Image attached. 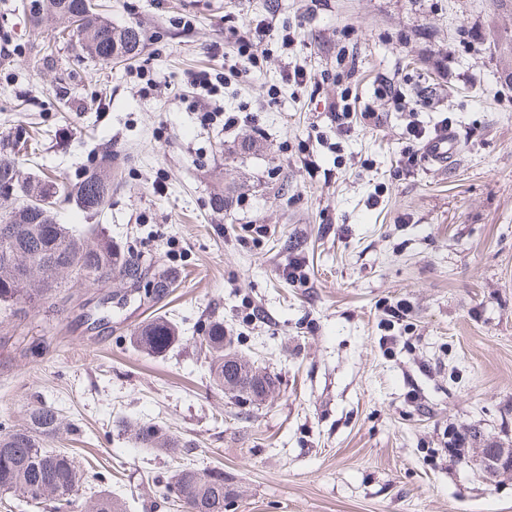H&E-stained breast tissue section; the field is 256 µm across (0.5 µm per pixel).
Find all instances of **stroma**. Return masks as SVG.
Masks as SVG:
<instances>
[{"label": "stroma", "mask_w": 512, "mask_h": 512, "mask_svg": "<svg viewBox=\"0 0 512 512\" xmlns=\"http://www.w3.org/2000/svg\"><path fill=\"white\" fill-rule=\"evenodd\" d=\"M19 2L0 0V140L37 126L17 156L31 178L75 180L111 155L99 222L171 275L158 300L115 279L0 313V423L55 407L77 431L45 448L97 475L64 512L105 489L127 512H172L152 481L175 462L120 419L168 426L194 466L223 467L226 512H512V472L479 469L482 449L512 447V0H108L113 25L146 32L108 68L45 55L56 23L32 27ZM232 27L261 59L251 76ZM202 70L240 126L200 125ZM412 120L430 137L450 126L456 160L398 169ZM158 315L183 340L149 357L130 334ZM214 320L275 378L262 402L212 389L194 338Z\"/></svg>", "instance_id": "35a3bbf8"}]
</instances>
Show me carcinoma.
<instances>
[{
	"mask_svg": "<svg viewBox=\"0 0 512 512\" xmlns=\"http://www.w3.org/2000/svg\"><path fill=\"white\" fill-rule=\"evenodd\" d=\"M39 3L44 15L56 20L55 39L78 47L100 64H112V58L129 60L144 48L141 27L130 24L114 27L99 12L94 0H23L22 11L31 22L40 19L32 12ZM111 176L91 173L73 182L66 177L30 180L23 178L15 158L0 147V204L12 202L13 240L6 244L0 237V312L11 316L26 315L40 306L44 292L65 283L81 285L69 277L66 269L76 263L84 271L85 281L106 283L115 278L141 283L143 270L139 259L121 252L99 224L81 230L56 222L55 206L59 199L74 202L89 218H97L110 206ZM211 355V386L224 391V378L237 371L241 360L224 348V323L214 321L196 337ZM130 341L141 353L163 356L182 341L178 326L166 316H157L134 329ZM61 430L75 431L59 412L44 403L31 407L28 424L8 431L0 430V486H9L19 494L28 489H42L38 503L62 500L90 481L69 453L49 450L43 438ZM131 441L138 448H148L175 459L182 456L183 444L168 428L144 423L133 429ZM166 503L184 504L194 512H224V469L195 468L181 465L171 480L155 482ZM91 512H125L121 498L107 490L99 492Z\"/></svg>",
	"mask_w": 512,
	"mask_h": 512,
	"instance_id": "obj_1",
	"label": "carcinoma"
}]
</instances>
